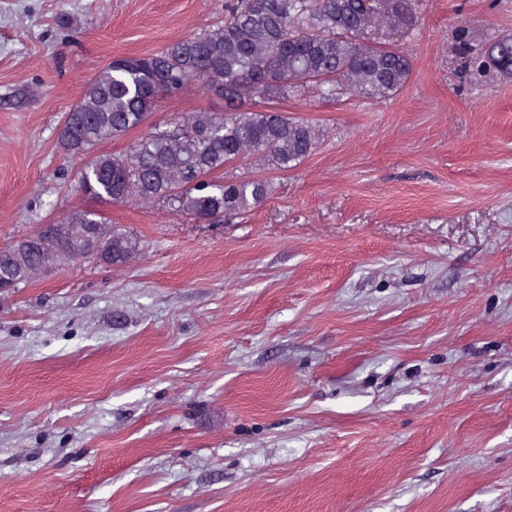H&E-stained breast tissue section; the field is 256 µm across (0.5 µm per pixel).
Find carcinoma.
<instances>
[{"label":"carcinoma","mask_w":512,"mask_h":512,"mask_svg":"<svg viewBox=\"0 0 512 512\" xmlns=\"http://www.w3.org/2000/svg\"><path fill=\"white\" fill-rule=\"evenodd\" d=\"M417 22L418 0H224L221 21L99 69L65 113L70 138L60 136L58 144L80 160L77 188L90 199L158 202L197 221L245 215L266 201L270 182L207 176L248 159L286 171L317 148L320 129L243 102L286 98L305 88L328 99L346 91L386 100L406 86L413 61L378 37L407 34ZM455 55L469 76L512 77L511 34L475 43L459 30ZM190 85L217 93L225 110L189 112L164 128L154 126L118 155L99 151L141 127L161 98ZM88 229L96 247L85 258L96 264H123L138 252L137 239L98 211L75 210L32 245L21 237L0 247V283L19 286L47 261H69L67 240Z\"/></svg>","instance_id":"cac0c4a2"}]
</instances>
